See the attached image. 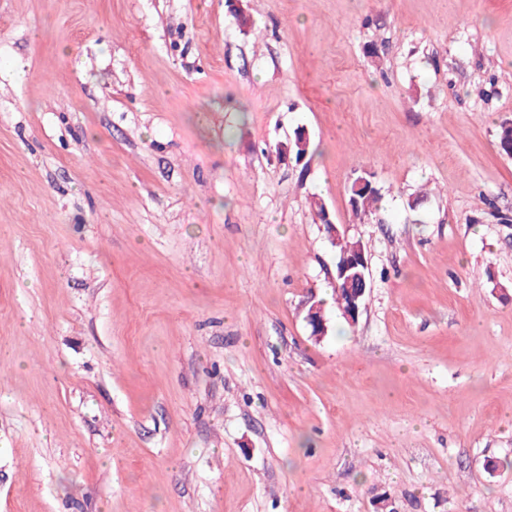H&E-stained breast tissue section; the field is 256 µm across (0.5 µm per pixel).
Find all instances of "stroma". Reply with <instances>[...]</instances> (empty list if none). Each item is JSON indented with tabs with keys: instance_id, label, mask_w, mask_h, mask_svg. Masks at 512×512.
<instances>
[{
	"instance_id": "1",
	"label": "stroma",
	"mask_w": 512,
	"mask_h": 512,
	"mask_svg": "<svg viewBox=\"0 0 512 512\" xmlns=\"http://www.w3.org/2000/svg\"><path fill=\"white\" fill-rule=\"evenodd\" d=\"M504 121L512 0H0V512H512ZM372 173L357 176L349 185V203L356 216H368L378 211L380 190L375 186ZM365 180L361 186L360 181ZM357 266H362L364 269L368 268L367 259L364 256L362 251L357 252L349 257H345L344 261H342L337 270V278L334 280V286L336 293V306L341 311L342 309H346L349 305L348 311L345 312V318L341 313L342 318L349 324H355L358 320L360 314L361 303L366 294L367 290V280L362 272H357L355 274L346 276L347 272L355 268ZM356 278L358 281H353ZM339 281H342L340 284ZM344 286L349 294H350V304H349V294L345 288H339ZM349 321V322H348Z\"/></svg>"
}]
</instances>
